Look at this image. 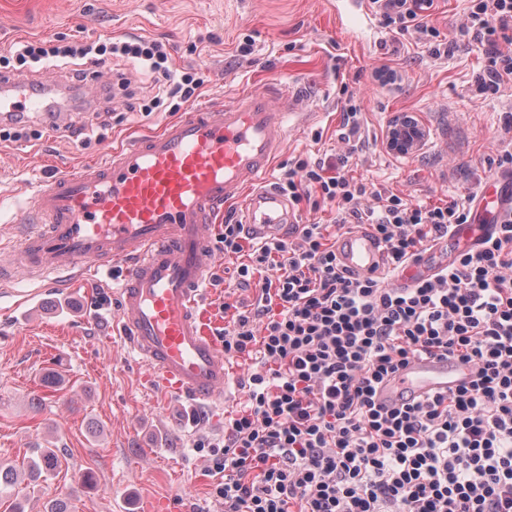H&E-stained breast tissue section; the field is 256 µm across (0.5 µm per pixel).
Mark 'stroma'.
I'll use <instances>...</instances> for the list:
<instances>
[{
  "instance_id": "1",
  "label": "stroma",
  "mask_w": 512,
  "mask_h": 512,
  "mask_svg": "<svg viewBox=\"0 0 512 512\" xmlns=\"http://www.w3.org/2000/svg\"><path fill=\"white\" fill-rule=\"evenodd\" d=\"M133 37L165 44L173 71L202 69L199 93L218 102L247 88H304L300 109L314 118L290 134L274 181L298 160L346 154L351 175L369 187L419 204L465 205L492 174L487 156L512 139L503 128L512 87L495 96L475 90L482 48L465 44L436 58L407 36L379 41L367 31L354 39L337 26L331 0H0V54L25 40ZM384 66L399 72L398 85L374 80ZM96 75L86 89L94 104L118 76L135 90L154 87L128 62L99 63ZM351 99L361 109V135L345 141ZM178 114L169 102L148 119L127 113L86 146L61 127L38 140L0 141V245L16 244L22 231L16 197L50 170L95 159ZM404 114L425 137L399 158L386 135ZM27 294L40 305L22 321L15 306ZM118 313L116 288L102 287L93 271L65 302L20 271L0 282V463L27 469L40 448L61 461L46 483L23 481L1 496L0 512L18 504L46 512L56 498L72 512H146L158 501L168 512H224L211 494L209 457L194 446L202 436L223 437V412L198 414L185 398L148 384L146 366L112 328Z\"/></svg>"
}]
</instances>
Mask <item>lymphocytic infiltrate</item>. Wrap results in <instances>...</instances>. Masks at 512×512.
Masks as SVG:
<instances>
[{
	"mask_svg": "<svg viewBox=\"0 0 512 512\" xmlns=\"http://www.w3.org/2000/svg\"><path fill=\"white\" fill-rule=\"evenodd\" d=\"M382 28L453 54L459 39L484 47L475 86L483 95L512 83V0H468L458 40L441 39L438 0H369ZM136 59L169 75L165 46L134 38L60 44L27 41L0 55V73L33 64L87 67ZM348 156L297 161L277 184L293 202L336 209V227L368 225L395 272L469 221L458 202L421 205L380 194L363 208L364 183ZM253 310L235 311L220 334L227 357L255 358L245 399L219 439L197 440L217 474L224 512H512V212L480 246L431 277L392 288L338 266L324 225L301 224L291 239L256 248L236 268L247 285L265 270ZM447 355L471 364L461 387L385 409L375 390L409 359Z\"/></svg>",
	"mask_w": 512,
	"mask_h": 512,
	"instance_id": "lymphocytic-infiltrate-1",
	"label": "lymphocytic infiltrate"
}]
</instances>
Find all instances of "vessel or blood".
<instances>
[{
    "mask_svg": "<svg viewBox=\"0 0 512 512\" xmlns=\"http://www.w3.org/2000/svg\"><path fill=\"white\" fill-rule=\"evenodd\" d=\"M336 22L350 33L372 26L367 0L337 6ZM302 96L294 88L276 100L270 91L251 89L205 102L78 171L52 172L29 200L34 222L19 252L0 249V273L18 265L32 279H76L91 265L108 281L111 265H124L118 322L129 349L169 392L199 406L226 405L231 369L205 335L199 313L202 288L217 263L208 224L232 202L240 203L244 227L255 239L283 237L296 223L287 197L265 183ZM54 104L24 81L0 77V108L40 113ZM510 207L512 190L488 180L476 208L485 224L455 226L441 249L422 255L394 286L434 275L447 266L448 251L478 245ZM336 257L358 276L385 269L384 251L363 228L337 237ZM472 378L471 367L458 360L417 357L379 385L376 401L398 408Z\"/></svg>",
    "mask_w": 512,
    "mask_h": 512,
    "instance_id": "1",
    "label": "vessel or blood"
}]
</instances>
